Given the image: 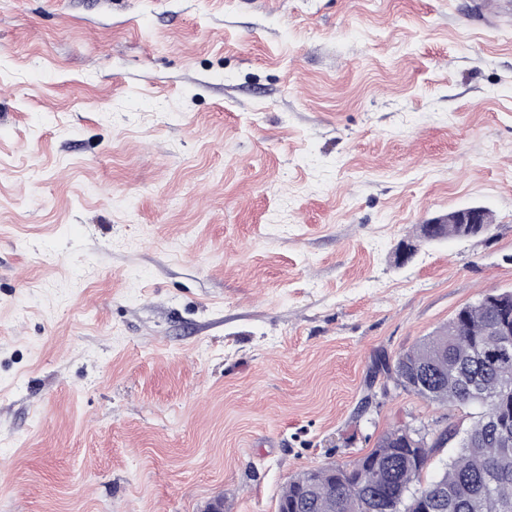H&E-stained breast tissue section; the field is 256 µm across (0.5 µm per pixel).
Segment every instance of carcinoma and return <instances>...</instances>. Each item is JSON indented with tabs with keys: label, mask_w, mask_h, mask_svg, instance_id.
<instances>
[{
	"label": "carcinoma",
	"mask_w": 512,
	"mask_h": 512,
	"mask_svg": "<svg viewBox=\"0 0 512 512\" xmlns=\"http://www.w3.org/2000/svg\"><path fill=\"white\" fill-rule=\"evenodd\" d=\"M469 232L452 215L442 217L429 241L488 232L493 215ZM512 310V292H491L461 308L447 324L377 371L396 387L438 405H477V420L454 440L442 472L422 483L434 449L448 442L409 443L403 427L385 432L375 448L352 464H331L333 474L317 490L308 472L292 477L279 502L299 512H512V358L487 356L501 340L495 322Z\"/></svg>",
	"instance_id": "1"
}]
</instances>
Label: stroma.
I'll list each match as a JSON object with an SVG mask.
<instances>
[{"label":"stroma","mask_w":512,"mask_h":512,"mask_svg":"<svg viewBox=\"0 0 512 512\" xmlns=\"http://www.w3.org/2000/svg\"><path fill=\"white\" fill-rule=\"evenodd\" d=\"M498 5L0 0V512H277L471 426L372 362L512 291ZM484 208L485 224H479L481 220V208L469 207L459 210L456 215L458 217L459 224H455L452 220V212H448V215L442 217V224H439L437 219L428 220L426 224L430 227L435 225L433 232L427 242L439 241L446 237L466 238L472 236H478L488 232L493 223L492 213ZM463 224H479L474 232L469 233Z\"/></svg>","instance_id":"stroma-1"}]
</instances>
